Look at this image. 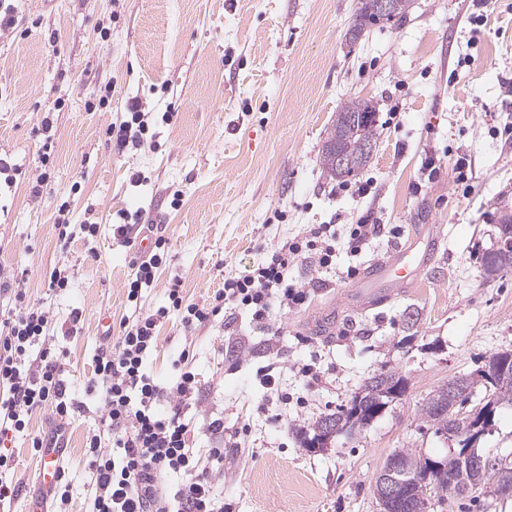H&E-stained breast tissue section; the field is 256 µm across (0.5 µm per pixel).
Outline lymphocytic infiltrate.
Returning a JSON list of instances; mask_svg holds the SVG:
<instances>
[{
	"label": "lymphocytic infiltrate",
	"instance_id": "obj_1",
	"mask_svg": "<svg viewBox=\"0 0 512 512\" xmlns=\"http://www.w3.org/2000/svg\"><path fill=\"white\" fill-rule=\"evenodd\" d=\"M336 235L321 224L302 237L271 247L248 274L228 278L210 302H187L179 283H172L168 306L121 321L114 347L94 359L95 379L89 390L98 400L101 430L86 440L88 512H215V491L208 469L189 446L193 420L186 412L197 387L188 351L174 361L176 376L162 391L147 373V358L158 347V329L170 311L183 327L204 326L225 307L267 319L273 305L303 304L304 290L288 280L294 266L307 262L314 271L336 267ZM12 307L0 322V438L26 431L32 413L51 409L60 421L81 410L63 378V354L49 341L47 312L25 303L17 282L0 281V296ZM179 475L174 495L158 481Z\"/></svg>",
	"mask_w": 512,
	"mask_h": 512
}]
</instances>
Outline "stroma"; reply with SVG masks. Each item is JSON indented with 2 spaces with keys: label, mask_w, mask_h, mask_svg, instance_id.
<instances>
[{
  "label": "stroma",
  "mask_w": 512,
  "mask_h": 512,
  "mask_svg": "<svg viewBox=\"0 0 512 512\" xmlns=\"http://www.w3.org/2000/svg\"><path fill=\"white\" fill-rule=\"evenodd\" d=\"M357 3L9 0L12 23L0 27V159L18 175L0 192V273L48 311L70 395L85 404L65 426L67 512L87 510L85 445L100 426L87 387L93 358L115 343L120 321L167 305L177 280L187 300L206 302L226 278L313 225L335 226L336 269L295 268L307 299L272 309L271 322L284 326L276 343L243 312L232 328L220 316L195 330L173 312L146 363L166 387L174 359L193 353L189 445L200 455L215 445L207 423L223 417L224 463L212 482L224 512H380L374 478L392 451L447 452L419 417L428 394L512 349V270L488 279L481 261L502 211H512V140L501 133L512 123L504 87L512 0H412L404 18L350 43ZM478 14L482 22L472 24ZM352 97L371 102L378 139L369 164L340 180L320 156ZM134 100L149 132L122 148L110 131L128 120ZM432 158L441 169L431 180ZM459 158L472 169L468 194L455 183ZM38 182L42 191L32 194ZM123 212L131 236L150 224L165 242L135 304L127 288L136 253L112 231ZM366 214L399 233L354 255L345 227ZM62 222L99 232L64 247ZM416 224L443 227L429 270L386 305L349 309L347 268L367 272ZM58 268L71 275L60 294L48 288ZM75 311L82 318L73 334ZM265 366L276 392L260 383ZM385 370L408 387L367 430L321 451L302 446L297 428L335 412ZM57 423L51 410H36L27 431L6 441L17 463L11 512H25L37 493L32 438Z\"/></svg>",
  "instance_id": "1"
}]
</instances>
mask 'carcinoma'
Masks as SVG:
<instances>
[{
    "mask_svg": "<svg viewBox=\"0 0 512 512\" xmlns=\"http://www.w3.org/2000/svg\"><path fill=\"white\" fill-rule=\"evenodd\" d=\"M380 23L373 11L371 0H358V9L353 23L347 31L348 40L354 43L369 26ZM377 128L375 112L369 103L359 98L345 100L336 112L326 144L336 143L356 163V170L365 168L371 153L364 147L376 142ZM321 164L336 178H349L351 172L336 166V159L329 149L321 155ZM482 267L486 277H494L512 270V250L487 248L482 255ZM512 357V349L494 352L485 358L475 373L459 377V381L480 396L483 404L458 406L448 411V390L440 385L429 393L420 407V417L428 423L434 433L444 440H453L447 454L425 457L411 448H401L387 457L382 470L391 471L404 487L410 502L409 512H432L434 506L445 501V497L465 498L481 490L492 496L499 489L512 485V457L494 455L480 444L469 446L472 435L490 434L495 426L497 413L512 411V372L500 373L494 367L503 359ZM407 381L394 371H385L369 377L351 400L337 411L319 417L313 426L301 431V444L314 448L318 441L317 430L322 422L330 419L335 433L351 434L368 428L392 402L394 390L405 393ZM470 455L488 458L491 463L473 466L467 463L465 451Z\"/></svg>",
    "mask_w": 512,
    "mask_h": 512,
    "instance_id": "cac0c4a2",
    "label": "carcinoma"
}]
</instances>
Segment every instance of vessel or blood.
<instances>
[{"label":"vessel or blood","mask_w":512,"mask_h":512,"mask_svg":"<svg viewBox=\"0 0 512 512\" xmlns=\"http://www.w3.org/2000/svg\"><path fill=\"white\" fill-rule=\"evenodd\" d=\"M439 240L435 229L425 224L414 225L411 242L371 266L347 291V300L363 310L373 299L392 298L399 289L412 285L429 265ZM64 455L61 447L42 450L37 470L42 493L35 497L28 512H46L47 495L60 475Z\"/></svg>","instance_id":"vessel-or-blood-1"}]
</instances>
